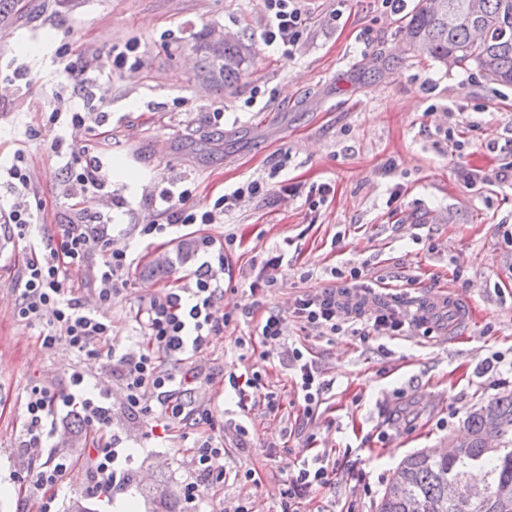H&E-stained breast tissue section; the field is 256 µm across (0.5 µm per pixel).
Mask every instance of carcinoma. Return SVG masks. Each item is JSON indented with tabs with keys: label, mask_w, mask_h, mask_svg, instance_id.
<instances>
[{
	"label": "carcinoma",
	"mask_w": 512,
	"mask_h": 512,
	"mask_svg": "<svg viewBox=\"0 0 512 512\" xmlns=\"http://www.w3.org/2000/svg\"><path fill=\"white\" fill-rule=\"evenodd\" d=\"M410 45L432 59L474 66L491 81L512 83V0H423L403 27ZM197 77L217 91L235 89L252 47L235 38L222 47L194 36ZM466 440L449 453L419 450L398 465L375 512H512V391L473 408ZM496 431L501 448H485Z\"/></svg>",
	"instance_id": "carcinoma-1"
}]
</instances>
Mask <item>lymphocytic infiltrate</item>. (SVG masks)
Segmentation results:
<instances>
[{"mask_svg": "<svg viewBox=\"0 0 512 512\" xmlns=\"http://www.w3.org/2000/svg\"><path fill=\"white\" fill-rule=\"evenodd\" d=\"M264 8L263 46L285 56L291 55L308 25L306 0H264ZM266 190V181L252 180L220 196L206 208L192 205L190 189L161 192L151 202L157 219L147 224L144 231L150 234L165 224L186 227L216 223L218 217L235 209L243 198L259 196ZM95 250L102 254L98 269L99 297L106 301L130 265L126 251L112 246L111 225H64L56 243L47 245L45 250L31 252L19 282L21 302L17 314L28 324L39 327V338L45 348L51 349L63 342L77 354L91 355L96 343L111 335V318L82 310L71 289L64 286L68 269L86 262ZM223 296L220 279L209 269L197 275L191 291L171 289L142 300L136 318L145 345L111 356L112 370L123 382L130 410H145L147 402L153 400L160 406L157 419L163 427L186 418V405L177 388L178 379L162 369L160 358L206 348L211 336L223 330L227 323V315L220 305ZM336 313V291L332 288L300 296L294 303L295 317L332 334L342 329ZM83 383V376L74 374L71 380L74 391L63 397L38 385L30 389L26 402L27 447L46 444L54 436V429L48 426L49 416L60 401L69 406L79 405L88 422L102 425L109 422L108 407L90 398L75 397V390L82 388ZM93 453L96 491L109 492L120 487L119 454L113 441L97 440ZM331 483L326 466L300 465L285 481L284 512H298L302 499Z\"/></svg>", "mask_w": 512, "mask_h": 512, "instance_id": "f902f5d3", "label": "lymphocytic infiltrate"}]
</instances>
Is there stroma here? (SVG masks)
<instances>
[{"label": "stroma", "instance_id": "obj_1", "mask_svg": "<svg viewBox=\"0 0 512 512\" xmlns=\"http://www.w3.org/2000/svg\"><path fill=\"white\" fill-rule=\"evenodd\" d=\"M419 2L396 13L382 0H310L307 30L284 56L261 47L263 0H10L0 16V214L42 207L26 237L0 222V484L9 488L0 512L38 506L34 466L49 450L25 445L31 387L67 394L76 372L87 395L107 396L105 433L128 483L111 498L89 497L83 455L96 432L83 428L55 512L77 498L96 512L112 498L133 499V512H185L188 447L202 431L224 444L210 462L224 480L205 489L217 512L243 502L280 512L284 478L319 452L335 469L333 484L301 512H374L406 454L446 446L473 406L512 391V374L492 367L495 357L512 359V85L406 46L401 27ZM205 27L254 48L233 93L216 95L195 77L193 37ZM63 46L69 53L56 61ZM67 67L94 69L88 93L67 86ZM75 112L85 124H72ZM59 138L98 159L103 190L72 189L53 148ZM17 153L26 188L7 173ZM255 178L268 179L267 194L205 228L224 243L229 325L203 352L164 362L193 376L186 397L202 416L159 434L154 413L128 410L110 354L138 347L141 299L193 285L205 257L185 254L194 237L184 227L143 234L155 218L148 201L190 187L193 204L206 207ZM90 216L111 217L113 245L132 263L106 302L94 285L100 252L69 271L82 308L112 320L96 355L80 356L63 343L42 346L17 315V286L31 243ZM272 256L281 259L275 286L251 292ZM326 288L348 291L366 310L404 314L447 289L473 301L478 320L449 324L444 338L409 326L393 336L333 335L292 314L299 295ZM271 312L329 385L313 417L286 356L256 334ZM255 371L278 413L239 408L227 376Z\"/></svg>", "mask_w": 512, "mask_h": 512}]
</instances>
